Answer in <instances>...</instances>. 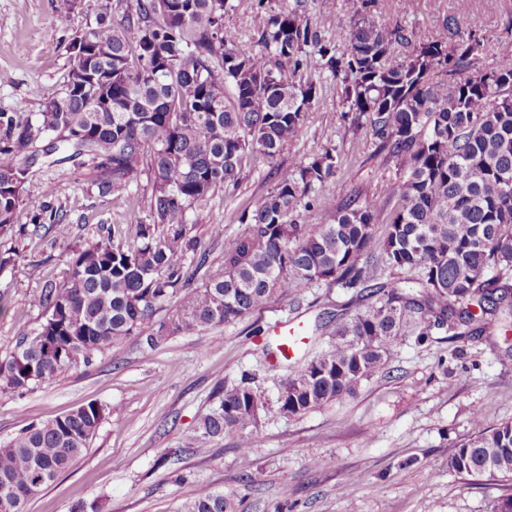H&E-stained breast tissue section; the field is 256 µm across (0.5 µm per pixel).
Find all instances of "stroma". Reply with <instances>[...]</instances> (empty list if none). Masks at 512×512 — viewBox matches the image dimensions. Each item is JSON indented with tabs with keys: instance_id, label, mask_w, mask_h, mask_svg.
Here are the masks:
<instances>
[{
	"instance_id": "1",
	"label": "stroma",
	"mask_w": 512,
	"mask_h": 512,
	"mask_svg": "<svg viewBox=\"0 0 512 512\" xmlns=\"http://www.w3.org/2000/svg\"><path fill=\"white\" fill-rule=\"evenodd\" d=\"M96 0L66 10L62 0H0V110L37 112L60 90L66 71L64 43L95 16ZM465 7L466 21L452 18ZM299 8L322 39L335 40L336 17L349 0H227L224 25L240 40L259 46L273 16ZM381 26H402L428 40H483L486 65L512 43V0H374L366 12ZM316 98L299 137L285 144L275 162L248 160L236 185L218 189L191 215L194 235L209 250L197 283L219 272L224 250L242 235L244 209L273 190L275 168L286 169L323 149H335L336 180L343 195L383 200L396 168L377 155L369 128L344 133L345 107L335 77L313 71ZM31 170L43 195L61 207L78 237L96 225L126 220L130 207L146 212L150 171L141 167L123 195L100 197L89 167L50 165L37 157ZM222 225L212 236V225ZM17 268L0 270V358L20 334L39 327L40 278L61 276L72 242L15 235ZM361 309L339 287L312 285L300 294L276 296L260 311L235 323L177 335L157 348L130 338L93 366L25 393H0V443L27 425L97 401L106 418L87 453L27 505V512H75L100 503L102 512H186L202 487L223 493L240 512H490L501 492L499 478L462 476L448 469V450L483 424L512 421V343L500 336L448 340L405 329L385 369L357 394L298 416L260 415L258 448L243 452L233 436L192 441L200 418L218 408V390L250 374L252 384L276 399L277 383L304 351L326 349L327 335L312 334L323 313L352 318ZM298 326L301 348L269 367L265 346L278 342L283 326ZM262 334H255V327Z\"/></svg>"
}]
</instances>
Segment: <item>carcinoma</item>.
<instances>
[{"label":"carcinoma","mask_w":512,"mask_h":512,"mask_svg":"<svg viewBox=\"0 0 512 512\" xmlns=\"http://www.w3.org/2000/svg\"><path fill=\"white\" fill-rule=\"evenodd\" d=\"M369 4L353 0L336 17L339 45L291 9L270 19L259 50L224 28V0H134L118 21L100 5L90 33L65 44L61 91L39 112L0 111V269L15 265L8 241L23 211L31 235L71 236L61 209L29 178L40 150L70 151L62 162L88 159L101 197L127 191L147 166V214L133 209L122 224L98 225L71 250L63 279L43 283L44 320L0 359L1 393L89 365L131 336L152 349L320 282L351 291L364 309L346 322L336 315L329 348L306 353L297 374L280 380L285 415L355 394L417 316L422 336L512 331V63L485 65L478 39L450 45L376 25ZM397 45L410 52L390 65ZM316 55L341 82L346 132L370 127L377 153L400 168L385 202L349 195L336 200L329 223H301L300 212L323 206L319 191L336 178L338 156L326 148L278 174L273 191L238 217L246 228L224 250V272L194 286L209 251L191 235V212L236 183L246 160L273 164L298 137L315 96L303 75ZM381 265L406 276L379 282ZM265 405L245 381L226 388L192 438L233 435L249 452L260 443L254 428ZM104 418L90 401L1 444L0 507L25 512L83 457ZM448 469L511 479L512 422L455 444ZM190 512L237 510L200 488Z\"/></svg>","instance_id":"cac0c4a2"}]
</instances>
